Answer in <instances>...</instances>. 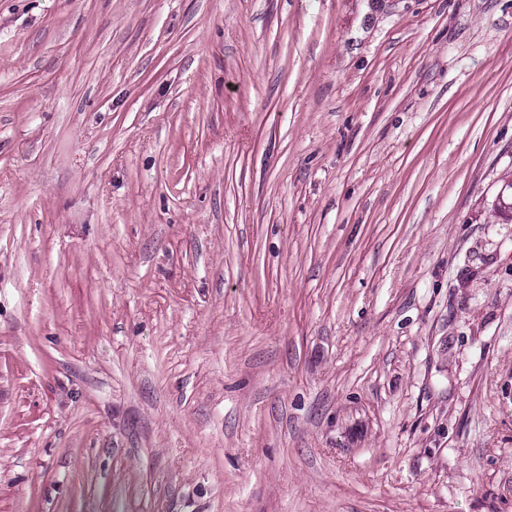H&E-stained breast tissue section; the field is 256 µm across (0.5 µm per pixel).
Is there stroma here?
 <instances>
[{
  "instance_id": "obj_1",
  "label": "stroma",
  "mask_w": 512,
  "mask_h": 512,
  "mask_svg": "<svg viewBox=\"0 0 512 512\" xmlns=\"http://www.w3.org/2000/svg\"><path fill=\"white\" fill-rule=\"evenodd\" d=\"M512 0H0V512H512Z\"/></svg>"
}]
</instances>
